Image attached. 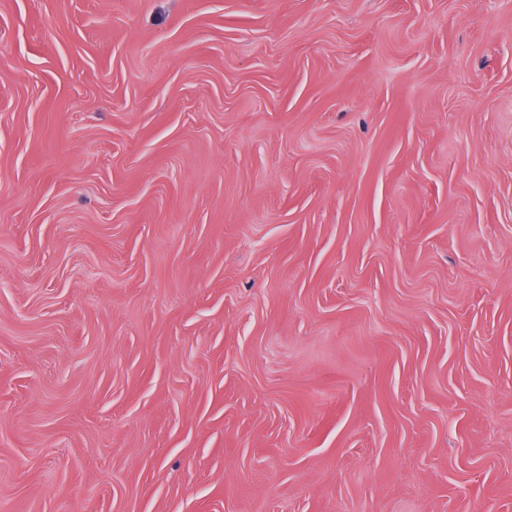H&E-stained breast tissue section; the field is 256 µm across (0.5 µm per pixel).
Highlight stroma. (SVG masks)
I'll use <instances>...</instances> for the list:
<instances>
[{"label": "stroma", "instance_id": "1", "mask_svg": "<svg viewBox=\"0 0 512 512\" xmlns=\"http://www.w3.org/2000/svg\"><path fill=\"white\" fill-rule=\"evenodd\" d=\"M0 512H512V0H0Z\"/></svg>", "mask_w": 512, "mask_h": 512}]
</instances>
